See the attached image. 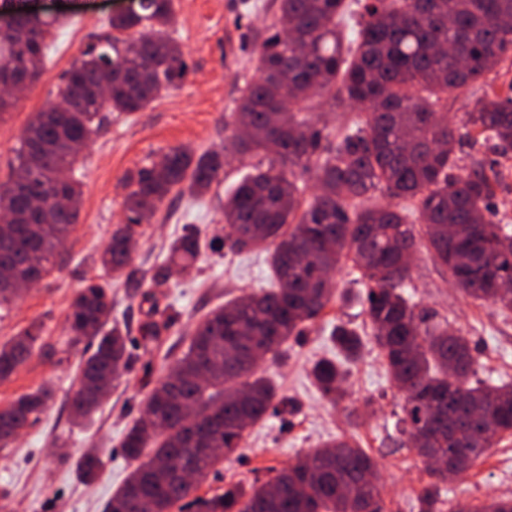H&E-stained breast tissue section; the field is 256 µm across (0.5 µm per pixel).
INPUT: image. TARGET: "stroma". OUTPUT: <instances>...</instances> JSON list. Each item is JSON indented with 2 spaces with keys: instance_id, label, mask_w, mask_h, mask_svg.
Segmentation results:
<instances>
[{
  "instance_id": "1",
  "label": "stroma",
  "mask_w": 512,
  "mask_h": 512,
  "mask_svg": "<svg viewBox=\"0 0 512 512\" xmlns=\"http://www.w3.org/2000/svg\"><path fill=\"white\" fill-rule=\"evenodd\" d=\"M272 4L273 0H175L176 17L167 33L185 55L186 78L142 111L112 113L85 149L76 174L82 182L77 223L51 257L49 274L0 308V343L34 322L43 329L32 358L0 384V406L39 387L53 394L46 411L7 447H0V512H104L134 467L119 447L123 434L148 393L186 351L195 326L235 296L272 287L264 252L232 253L216 239L224 225V198L252 163L251 158L232 155L207 196L165 200L152 223L140 227L132 252L136 267L162 261L172 240L194 231L215 243L202 249L192 270L174 273L157 289L153 306L170 320L160 341L131 348L129 369L115 382L101 409L88 421L73 423L68 397L83 348L71 345L65 316L77 289L99 274V256L113 229L124 221L125 178L169 149L199 154L223 148L230 140L233 128L228 120L238 86L242 77L253 74L244 34L270 22ZM122 5L123 0H75L53 29L40 77L0 117V183L9 178L29 119L56 101L62 74L82 51L111 35L109 20ZM476 160L492 178L498 215L512 219V159H501L486 146L464 151L463 166ZM411 276L406 290L411 300L447 319L470 340L478 359L476 379L493 384L512 381V312L472 303L426 248L417 251ZM334 282L337 299L305 336L289 340L282 352L261 363L279 394L291 400L292 413L256 424L240 457L209 475L198 496L223 492L230 481H267L299 454L344 436L376 461L382 512H419L417 496L430 477L415 451L402 444L396 426L400 397L365 322V288L351 261L341 262ZM340 320L357 329L364 349L359 360L347 364V395L333 405L321 397L309 369L314 361L335 356L330 332ZM89 448L97 449L102 460L91 483L80 479L74 467L75 457ZM493 497H512V439L450 481L442 499L477 503Z\"/></svg>"
}]
</instances>
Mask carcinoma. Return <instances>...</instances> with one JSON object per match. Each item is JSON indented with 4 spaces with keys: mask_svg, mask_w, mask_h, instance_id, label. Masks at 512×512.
<instances>
[{
    "mask_svg": "<svg viewBox=\"0 0 512 512\" xmlns=\"http://www.w3.org/2000/svg\"><path fill=\"white\" fill-rule=\"evenodd\" d=\"M274 21L257 33L252 63L231 114L234 153L262 155L224 200V245L232 252L260 248L275 288L244 294L212 310L196 327L188 351L149 393L142 415L120 448L136 462L105 512H381L378 474L370 455L345 437L310 449L271 480L230 481L224 493L194 495L216 466L242 448L260 421L289 413L259 370L252 351L276 354L336 298L332 273L350 260L365 286L364 313L401 399L400 432L428 465L446 468L419 493L420 512L436 507L440 485L471 468L497 440L512 436V384L472 379L469 341L448 323L417 310L405 296L424 224L429 252L475 302L512 311V226L491 213L493 185L480 162L461 172L456 145L492 143L512 152V83L485 89L464 113L466 133L448 126V96L478 87L512 52V0H274ZM174 0H146L137 14L116 13L114 35L90 44L62 75L60 97L71 107L34 113L24 129L9 179L0 184V306L19 287L41 281L50 257L77 223L81 189L75 178L89 142L108 112H137L178 86L189 67L165 34ZM57 16H24L0 33V85L26 86L39 75L46 39ZM110 67L109 96H99ZM349 102L363 120L339 134L305 113L308 104ZM225 153L172 149L160 163L127 178L125 223L100 256L101 274L87 279L70 303V342L93 348L85 359L70 412L93 413L113 381L129 367L128 334L109 326L112 281L144 298L167 283L170 264L196 262L192 233L173 242L169 256L148 269L130 268L134 227L148 224L171 194H207L224 172ZM313 174L316 192L304 198L295 170ZM377 190L398 203L370 206ZM168 321L139 326L140 343L156 340ZM39 329L30 326L0 344V383L32 357ZM340 359L315 362L310 375L334 403L345 394L344 363L359 355L357 331H331ZM458 378L448 377V364ZM51 391L37 388L0 407V447L47 407ZM151 453L143 455L144 449ZM101 467L95 450L79 459L91 480ZM449 512H512V498Z\"/></svg>",
    "mask_w": 512,
    "mask_h": 512,
    "instance_id": "carcinoma-1",
    "label": "carcinoma"
}]
</instances>
